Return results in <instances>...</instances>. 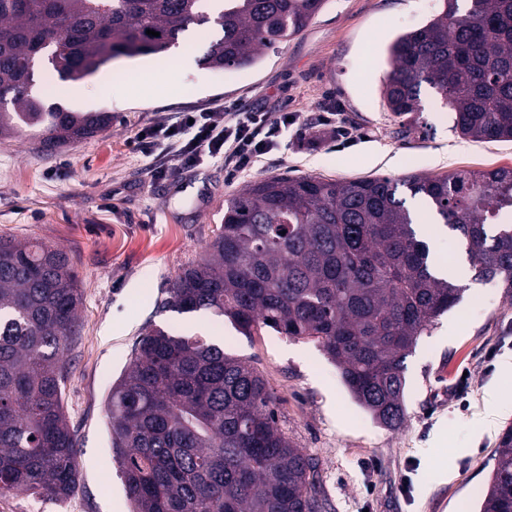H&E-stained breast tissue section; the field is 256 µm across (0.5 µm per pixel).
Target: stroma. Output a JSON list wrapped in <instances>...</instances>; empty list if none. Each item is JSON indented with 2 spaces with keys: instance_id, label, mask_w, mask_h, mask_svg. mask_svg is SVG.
Wrapping results in <instances>:
<instances>
[{
  "instance_id": "stroma-1",
  "label": "stroma",
  "mask_w": 512,
  "mask_h": 512,
  "mask_svg": "<svg viewBox=\"0 0 512 512\" xmlns=\"http://www.w3.org/2000/svg\"><path fill=\"white\" fill-rule=\"evenodd\" d=\"M442 7L443 0H325L299 34L231 70L203 65L210 34L194 26L192 61L173 88L168 52L112 59L106 84L92 75L40 79L47 102L109 112L112 125L52 152L26 135L0 137V237L63 248L83 286L78 330L61 355L78 444L76 485L63 502L0 495V512H131L112 453L107 395L144 329L155 326L207 337L258 369L276 396L278 427L318 465L322 512H479L502 433L512 426V375L502 370L512 358V297L503 288L469 282L461 301L419 338L396 430L354 401L316 343L267 327L247 336L208 313L162 308L179 270L199 259L223 224L225 202L251 182L512 168V140L463 138L431 87L421 89L410 130L383 104L388 44ZM141 66L156 72L151 86L137 79ZM227 110L293 112L298 121L231 179L223 164L208 161L153 178L129 144L157 119ZM328 116L349 136L331 131L310 145L306 124ZM419 232L441 269L466 261L455 231L425 224Z\"/></svg>"
}]
</instances>
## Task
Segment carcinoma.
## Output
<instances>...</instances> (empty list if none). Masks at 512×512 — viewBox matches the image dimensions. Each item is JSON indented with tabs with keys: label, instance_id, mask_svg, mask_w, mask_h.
Returning <instances> with one entry per match:
<instances>
[{
	"label": "carcinoma",
	"instance_id": "1",
	"mask_svg": "<svg viewBox=\"0 0 512 512\" xmlns=\"http://www.w3.org/2000/svg\"><path fill=\"white\" fill-rule=\"evenodd\" d=\"M444 0L389 49L382 98L421 111L427 84L473 140H512V0ZM324 0H0V136L46 147L91 138L110 112L47 105L37 73L79 80L120 56L159 54L192 26L215 69L253 65ZM154 30L160 36L146 34ZM424 210L406 206L401 188ZM512 168L324 180L272 177L229 199L224 224L177 275L163 308L317 343L355 401L388 429L405 416L406 359L464 288L443 277L416 225L458 232L474 277L512 290ZM82 292L69 255L0 238V495L63 499L78 473L60 353ZM112 452L133 512H321L317 464L279 429L260 372L195 335L151 329L107 398ZM481 512H512V426Z\"/></svg>",
	"mask_w": 512,
	"mask_h": 512
}]
</instances>
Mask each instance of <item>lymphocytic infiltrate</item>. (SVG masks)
<instances>
[{"label":"lymphocytic infiltrate","instance_id":"obj_1","mask_svg":"<svg viewBox=\"0 0 512 512\" xmlns=\"http://www.w3.org/2000/svg\"><path fill=\"white\" fill-rule=\"evenodd\" d=\"M287 119L270 120L264 112H233L225 123H217L212 113L181 115L177 120H160L135 133L130 143L152 159L154 177L166 174L170 161L190 170L205 159L223 163L228 176L249 168L274 145ZM162 141L161 152H154L155 141Z\"/></svg>","mask_w":512,"mask_h":512}]
</instances>
